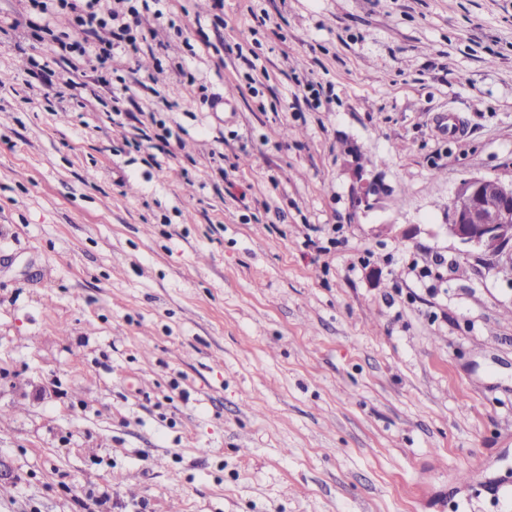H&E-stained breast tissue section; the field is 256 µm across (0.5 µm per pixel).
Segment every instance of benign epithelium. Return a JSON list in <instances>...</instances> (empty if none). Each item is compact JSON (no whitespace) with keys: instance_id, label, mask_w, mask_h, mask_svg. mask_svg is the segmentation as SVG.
Instances as JSON below:
<instances>
[{"instance_id":"7a95c632","label":"benign epithelium","mask_w":512,"mask_h":512,"mask_svg":"<svg viewBox=\"0 0 512 512\" xmlns=\"http://www.w3.org/2000/svg\"><path fill=\"white\" fill-rule=\"evenodd\" d=\"M381 193L376 178L357 173L356 205L369 208ZM447 227L464 256L512 276V183L487 176L466 181L448 203Z\"/></svg>"}]
</instances>
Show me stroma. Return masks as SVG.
<instances>
[{
    "label": "stroma",
    "mask_w": 512,
    "mask_h": 512,
    "mask_svg": "<svg viewBox=\"0 0 512 512\" xmlns=\"http://www.w3.org/2000/svg\"><path fill=\"white\" fill-rule=\"evenodd\" d=\"M159 7L72 85L0 0V512H512V280L446 229L512 0ZM357 188L355 194V204L357 206L363 205L366 208H370L376 201L383 189L381 184L376 178L365 177L363 170L357 173Z\"/></svg>",
    "instance_id": "35a3bbf8"
}]
</instances>
